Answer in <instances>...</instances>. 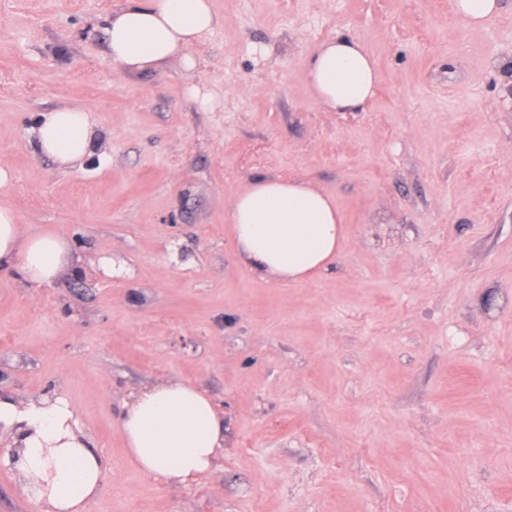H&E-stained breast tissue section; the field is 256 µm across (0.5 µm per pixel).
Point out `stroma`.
<instances>
[{
	"instance_id": "1",
	"label": "stroma",
	"mask_w": 512,
	"mask_h": 512,
	"mask_svg": "<svg viewBox=\"0 0 512 512\" xmlns=\"http://www.w3.org/2000/svg\"><path fill=\"white\" fill-rule=\"evenodd\" d=\"M125 0H0V203L65 238L76 271H0V391L64 396L111 472L89 512H512V0L473 27L450 0H212L222 27L129 78L100 18ZM361 41L356 112L306 60ZM78 107L97 155L36 152ZM312 181L346 224L303 284L249 271L229 223L260 175ZM224 412V453L172 487L119 430L142 387ZM316 101L329 112L361 109L373 97L379 74L357 39L338 36L321 42L307 61Z\"/></svg>"
}]
</instances>
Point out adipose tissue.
I'll return each instance as SVG.
<instances>
[{"label":"adipose tissue","mask_w":512,"mask_h":512,"mask_svg":"<svg viewBox=\"0 0 512 512\" xmlns=\"http://www.w3.org/2000/svg\"><path fill=\"white\" fill-rule=\"evenodd\" d=\"M221 24L212 0H126L102 19L110 58L125 73L180 61L194 68L192 47ZM316 101L330 112L361 109L379 74L357 39L321 42L307 61ZM36 149L59 163L90 155L98 134L88 112L63 107L42 113ZM240 261L251 272L304 283L336 261L345 226L332 197L311 182L265 174L231 205ZM75 262L69 243L52 235L23 234L15 211L0 205V268L20 267L29 283L53 282ZM119 428L141 473L172 486L211 472L224 446V416L196 385L158 382L122 405ZM0 434L9 440L22 496L36 512H88L109 470L79 428L68 401L46 395L21 402L0 393Z\"/></svg>","instance_id":"obj_1"}]
</instances>
